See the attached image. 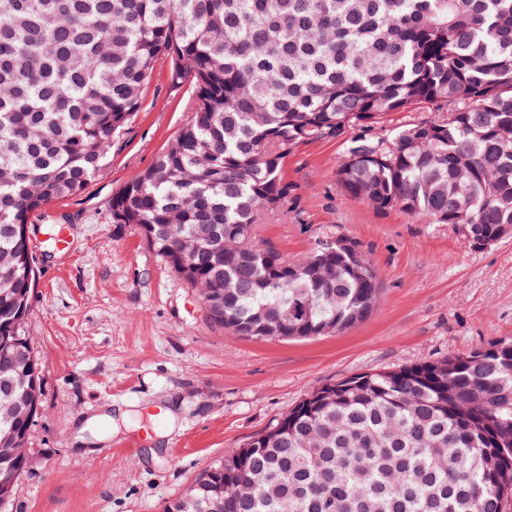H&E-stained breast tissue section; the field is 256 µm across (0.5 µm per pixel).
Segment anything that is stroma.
I'll use <instances>...</instances> for the list:
<instances>
[{"label":"stroma","mask_w":512,"mask_h":512,"mask_svg":"<svg viewBox=\"0 0 512 512\" xmlns=\"http://www.w3.org/2000/svg\"><path fill=\"white\" fill-rule=\"evenodd\" d=\"M167 71L158 61L103 172L30 220L37 286L25 332L40 362L41 407L27 467L0 512H164L225 451L327 383L512 339V237L476 250L457 226L351 199L336 180L342 137L290 151L288 215L258 230L291 258L331 230L356 241L379 279L372 315L335 336L285 342L212 323L197 290L110 217L113 194L192 117L190 84L172 87ZM50 225L63 227V242H45ZM123 404L141 418L87 429ZM167 406L171 426L160 414ZM156 430L166 438L153 453Z\"/></svg>","instance_id":"1"}]
</instances>
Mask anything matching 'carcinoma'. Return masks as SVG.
Returning <instances> with one entry per match:
<instances>
[{
  "instance_id": "1",
  "label": "carcinoma",
  "mask_w": 512,
  "mask_h": 512,
  "mask_svg": "<svg viewBox=\"0 0 512 512\" xmlns=\"http://www.w3.org/2000/svg\"><path fill=\"white\" fill-rule=\"evenodd\" d=\"M193 116L112 196L236 336L333 335L379 299L334 232L290 260L257 225L288 213L295 146L358 130L336 168L353 199L433 224L512 225V0H0V336L27 342L35 270L20 225L78 196L143 104L156 63ZM393 112H430L390 132ZM0 362L7 405L40 407ZM505 512L512 341L357 374L308 393L206 468L165 512Z\"/></svg>"
}]
</instances>
